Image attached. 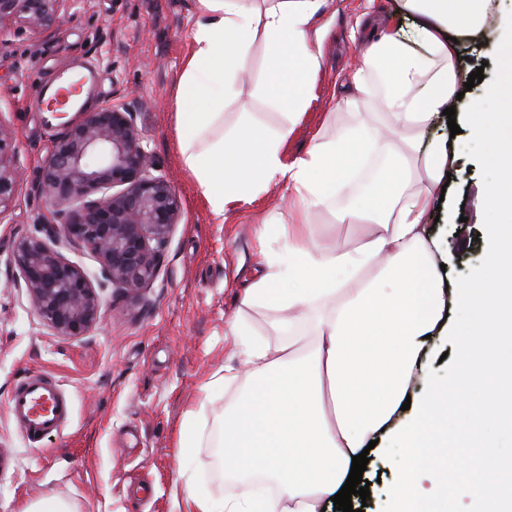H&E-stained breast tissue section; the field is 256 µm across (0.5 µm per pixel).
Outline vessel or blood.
Returning <instances> with one entry per match:
<instances>
[{"label": "vessel or blood", "mask_w": 512, "mask_h": 512, "mask_svg": "<svg viewBox=\"0 0 512 512\" xmlns=\"http://www.w3.org/2000/svg\"><path fill=\"white\" fill-rule=\"evenodd\" d=\"M8 410L29 441L60 434L72 415V404L50 378L32 374L14 388Z\"/></svg>", "instance_id": "vessel-or-blood-1"}]
</instances>
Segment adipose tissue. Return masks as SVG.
I'll return each mask as SVG.
<instances>
[{
    "mask_svg": "<svg viewBox=\"0 0 512 512\" xmlns=\"http://www.w3.org/2000/svg\"><path fill=\"white\" fill-rule=\"evenodd\" d=\"M323 0H196L192 47L174 92L178 157L210 212L223 216L251 202L269 184L284 183L298 201L297 224L284 255H269L266 271L246 291L250 305L282 315L288 338L271 346L248 342L242 353L248 380L210 432L190 429L180 446L217 448L225 472L258 476L272 494L252 490L215 498L185 481L186 512H322L348 478L352 458L370 441L396 437L403 451L390 512H512V460L498 451L496 434L512 431V113L474 111L479 139L494 142L496 176L483 199L497 213L490 247L471 279L444 280L431 232L436 191L459 154L435 142L420 174L407 164L417 130L451 107L460 90L449 31H480L492 0H404L418 22L411 52L397 36L379 34L353 80L371 99L370 77L383 70L390 87L378 107L408 129L403 146L378 139L362 124L288 158L284 144L315 100L322 56L309 32ZM263 44V95L288 117L287 128L246 126L221 136L222 110L238 96L237 83L255 44ZM424 92H416V85ZM389 158L368 189L341 214L351 223L376 219L378 228L357 245L318 247L307 217L347 186L366 157ZM420 177L422 191L404 187ZM464 318L449 324L448 307ZM456 340L457 370L449 383L429 382L409 417H401L412 375L428 336ZM467 402L449 408V395ZM468 448L477 467L438 456Z\"/></svg>",
    "mask_w": 512,
    "mask_h": 512,
    "instance_id": "1",
    "label": "adipose tissue"
}]
</instances>
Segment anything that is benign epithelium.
I'll return each instance as SVG.
<instances>
[{
    "label": "benign epithelium",
    "mask_w": 512,
    "mask_h": 512,
    "mask_svg": "<svg viewBox=\"0 0 512 512\" xmlns=\"http://www.w3.org/2000/svg\"><path fill=\"white\" fill-rule=\"evenodd\" d=\"M75 0H0V36L5 25L39 36L63 26ZM154 156L144 146L134 112L108 104L64 123L63 133L35 184L51 219L17 239L14 287L38 316L63 337L85 336L100 322L99 289L109 285L138 294L155 280L162 248L181 215L170 181L155 175ZM19 173L8 135L0 128V214L12 204ZM69 217L56 218L64 209ZM56 243L88 250L100 267L93 284Z\"/></svg>",
    "instance_id": "benign-epithelium-1"
}]
</instances>
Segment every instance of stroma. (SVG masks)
<instances>
[{
	"label": "stroma",
	"instance_id": "obj_1",
	"mask_svg": "<svg viewBox=\"0 0 512 512\" xmlns=\"http://www.w3.org/2000/svg\"><path fill=\"white\" fill-rule=\"evenodd\" d=\"M509 12L512 0H497L482 32L457 38L458 71L468 75L479 68L484 75L453 120L461 129L454 138L463 159L433 230L450 244L448 271L459 279L480 266L486 246L481 236L497 220L495 211L476 206L479 191L495 176L488 161L493 145L474 141L468 128L475 103L491 111L499 107L486 88L499 77L497 23ZM72 13L70 22L52 33L0 36V127L13 141L21 174L12 205L0 215V512H17L23 502L45 495L68 501L75 512H178L187 473L198 490L213 496L242 491L212 469L213 449L186 456L180 434L193 411L198 426L212 429L234 395L231 387L204 392L212 375L230 366L239 380L248 377L232 324L246 325L273 345L283 340L277 313L244 304L243 294L260 269L262 252L278 253L286 246L276 234L259 243L260 232L271 223L292 226L296 200L285 184H273L218 218L178 162L173 90L191 48L196 0H80ZM414 24L403 0H324L311 30L323 60L315 80L317 99L288 137L289 156L360 121L391 131L392 141L402 143L405 131L391 129L388 118L374 109H355L345 85L370 46L371 31L407 40ZM82 59L99 73L98 88L88 95L92 107L112 101L133 110L137 131L158 173L174 185L182 212L155 281L136 296L100 289L99 324L88 335L67 338L50 331L25 293L13 287L18 269L12 250L46 212L34 186L61 133L44 122L41 87ZM263 80V48L257 45L237 86L238 104L224 110L225 133L247 123L266 129L286 125L281 111L267 104ZM361 188V181L352 180L312 214L314 242L362 241L366 225L334 219ZM32 373L54 375L73 404L62 434L40 444L21 435L8 411L14 386ZM399 462L395 448L375 458L365 474L370 498L353 497L355 512H387L386 492Z\"/></svg>",
	"mask_w": 512,
	"mask_h": 512
}]
</instances>
